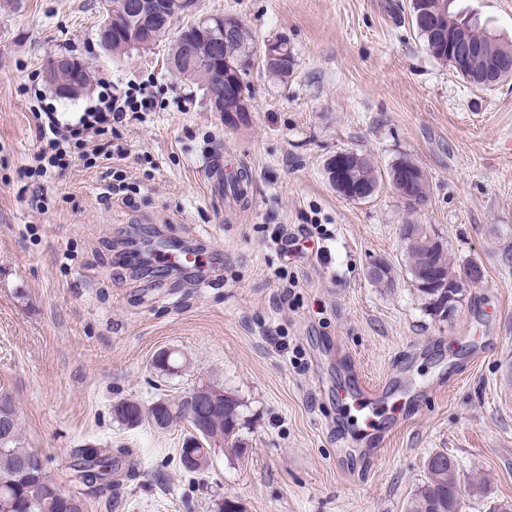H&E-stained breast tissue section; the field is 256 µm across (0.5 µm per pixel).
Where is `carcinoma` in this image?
Wrapping results in <instances>:
<instances>
[{"label": "carcinoma", "instance_id": "cac0c4a2", "mask_svg": "<svg viewBox=\"0 0 512 512\" xmlns=\"http://www.w3.org/2000/svg\"><path fill=\"white\" fill-rule=\"evenodd\" d=\"M194 0H168L167 13L163 14L150 28L165 37L170 31L172 20L189 15V7ZM419 7L416 0L409 3L408 20L413 30L422 40L424 47L436 60L448 63V44L437 40L433 30L419 22ZM222 23L228 25L229 33L224 28L215 29L204 41H198V32L191 23H186L179 32L169 51V64L172 70L202 91L216 92L214 87H206L201 76L189 77L186 72L195 67L212 69L224 66V57L228 56L237 62L242 72H247L250 64V44L252 36L249 29L236 17L225 16ZM99 47L114 56H122L130 51L125 34L121 30L107 29L98 31ZM297 57L294 50H289L287 58L274 64L263 66L264 75L274 83L286 84L294 74ZM398 164L407 170L413 189L422 199H427L429 180L425 171L408 157L399 158ZM361 171L364 179L378 189L380 183L388 181L393 191H398L397 183L392 178L395 167L381 172L375 161L367 154L363 155ZM403 234L413 236V242L404 245L405 271L422 301L424 311L431 317H440L439 303L448 295V287L458 284L473 268H480L476 262H469L461 271H456L448 254V247L438 234L422 224H403ZM431 258L439 270V287L429 288L422 277L426 259ZM154 366L162 373H173L182 367L180 357L173 351L160 352L154 360ZM213 393L204 396L196 395L200 414L198 418L209 428L212 442L216 447L199 449L205 457L215 453V449L224 450L237 455L242 452L239 431L242 415L241 403L230 393L216 391L213 385H207ZM186 397L175 402L160 399L144 408L136 402H122L115 406L114 414L117 421L128 427H137L143 422H151L162 418L171 426L178 421L186 420L183 410ZM41 455L34 448L24 446L20 436L18 410L13 396L4 390L0 391V500L11 505L10 512H87L85 499L67 493L45 473L33 475L27 471L30 458ZM77 462L74 464L75 477L85 479L87 464L95 461L101 468L99 479L110 486L114 480L112 475V449L93 448L86 446L74 450ZM426 479L413 494L408 512H461V498L457 494V486L461 477L457 462L445 452L430 454L425 461Z\"/></svg>", "mask_w": 512, "mask_h": 512}]
</instances>
